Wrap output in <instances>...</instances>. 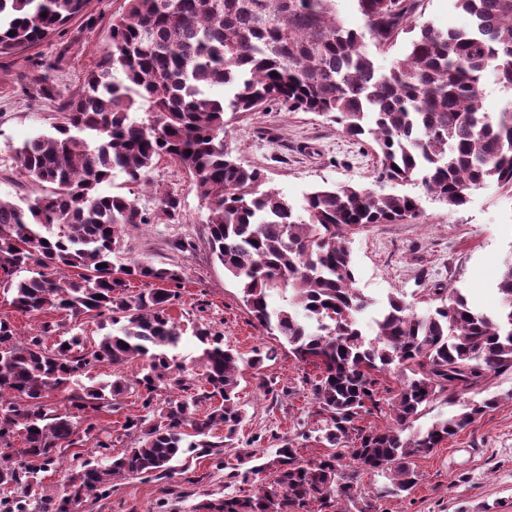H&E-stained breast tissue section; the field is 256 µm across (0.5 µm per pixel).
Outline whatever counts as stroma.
Returning <instances> with one entry per match:
<instances>
[{
	"label": "stroma",
	"mask_w": 512,
	"mask_h": 512,
	"mask_svg": "<svg viewBox=\"0 0 512 512\" xmlns=\"http://www.w3.org/2000/svg\"><path fill=\"white\" fill-rule=\"evenodd\" d=\"M123 3L90 0L86 11L71 19L61 34L0 55V198L16 202L41 193L40 185L22 175L16 149L28 137L50 132L61 105L82 89L87 71L108 48L112 18L122 12ZM416 22L442 31L471 25L455 0H422ZM226 121L228 149L243 165L261 168L268 186L294 203H302L320 187L374 185L375 143L346 137L325 116L272 107L253 115H230ZM106 189L135 199L151 212L158 210L161 197L179 198L178 219L129 229L123 256L180 271V298L171 309L180 323L209 324L246 357L257 349L276 348V356L265 361L263 369L276 392L264 394L251 376H244L239 397L247 417L239 442L218 458H190L184 478L115 477L109 497L88 498L84 512H192L208 497L251 493L268 482V474L243 483L229 479V472L246 470V453L273 452L276 437L313 428L306 379L314 370L254 325L238 288L210 255L208 211L185 172L165 161L150 172L148 184L129 185L117 172ZM382 189L417 196L420 212L398 224L371 226L352 240L354 286L369 301L359 316L365 333H372L374 319L389 296L404 297L417 311H426V290L437 283L459 289L475 309L496 310L500 271L512 257V196L480 189L472 192L465 206L451 210L415 183H386ZM484 394L497 397V407L429 455L415 459L417 480L410 491L380 498L376 491L385 477L361 476L360 484L374 497L377 512H512V371L490 378ZM140 409L141 402L131 391L117 405L92 414L98 430L115 437L112 454L124 449L119 438L125 418L138 415Z\"/></svg>",
	"instance_id": "1"
}]
</instances>
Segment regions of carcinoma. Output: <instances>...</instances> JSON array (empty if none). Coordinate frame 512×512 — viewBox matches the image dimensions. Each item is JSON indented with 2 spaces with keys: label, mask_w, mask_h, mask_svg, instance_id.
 Here are the masks:
<instances>
[{
  "label": "carcinoma",
  "mask_w": 512,
  "mask_h": 512,
  "mask_svg": "<svg viewBox=\"0 0 512 512\" xmlns=\"http://www.w3.org/2000/svg\"><path fill=\"white\" fill-rule=\"evenodd\" d=\"M90 0H0V54L61 33ZM112 18L110 43L88 71L82 91L61 109L54 131L16 150L22 174L44 193L19 203L0 200V279L21 313L47 311L72 318L94 314L116 328L94 341L81 332L56 335L55 323L22 339L0 318V488L6 512H29L36 469L12 455L35 458L46 469L69 448L112 446L91 412L116 405L138 390L146 414L121 426L130 445L106 465L86 460L67 474L63 494L41 501L40 512H70V502L105 496L116 475L171 479L188 467L187 453L221 455L245 420L238 387L241 366L256 386L272 392L260 373L269 352L245 361L224 337L199 323L200 354L191 372L177 362L186 329L170 313L181 273L112 258L129 228L156 216L135 200L105 192L114 172L144 184L162 159L193 181L208 210V245L242 295L254 323L283 339L296 360L319 370L310 386L320 426L299 437L329 451L306 461L295 440L281 438L274 453L245 471L273 475L248 495L203 500L193 512H375L359 488L376 473L399 495L415 485L413 460L429 454L496 406L471 402L492 376L512 369V263L498 289L494 315L472 310L459 290L431 289L435 306L417 312L399 296L388 299L376 332L363 334L358 314L367 300L354 287L352 236L372 224L418 215L419 198L351 185L322 187L296 206L266 186L255 167L224 148L227 112L253 114L276 106L332 118L347 137L377 146V183L417 182L449 209L490 186L512 193V101L483 111L486 73L512 91V0H456L469 29L442 32L416 24L421 0H356L365 32L344 25L335 0H124ZM406 54L381 73L368 46L394 45L414 29ZM122 78H117L116 74ZM227 94H208L213 87ZM149 103L146 119L134 106ZM105 267H100V264ZM78 270L76 276L65 274ZM138 279L146 287L128 289ZM285 295L274 308L272 293ZM141 361L134 378L85 385L78 376L107 362ZM408 372L387 400L392 423L363 426L383 413L381 376ZM65 391L64 411L46 399ZM459 406L445 419L409 435L424 408L438 398ZM219 401L199 412L203 401ZM224 427V440L214 430ZM20 447L14 446V440ZM181 468H176V464Z\"/></svg>",
  "instance_id": "carcinoma-1"
}]
</instances>
